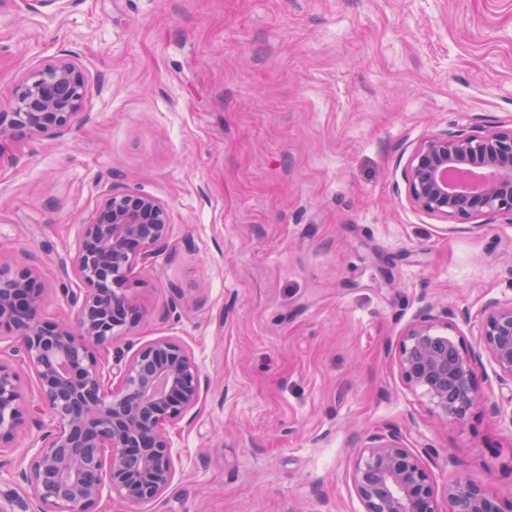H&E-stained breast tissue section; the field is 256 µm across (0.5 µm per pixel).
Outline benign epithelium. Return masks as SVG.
Here are the masks:
<instances>
[{"mask_svg":"<svg viewBox=\"0 0 512 512\" xmlns=\"http://www.w3.org/2000/svg\"><path fill=\"white\" fill-rule=\"evenodd\" d=\"M89 83L82 63L63 55L23 76L0 103V140L23 129L62 137L81 117ZM409 203L445 222L501 219L512 223V127L441 131L423 139L403 170ZM168 210L151 195L109 191L81 225L72 260L77 290L72 320L43 316L44 286L31 267L0 261V331L17 341L18 364L38 383L37 408L54 427L17 476L32 490L33 512H97L104 491L139 505L159 499L174 478L168 427L199 403L201 374L191 351L158 337L121 363V379L103 373L99 355L141 320L133 268L163 252ZM450 324L421 311L398 349L403 380L420 388L443 421L465 424L480 404V356L439 331ZM479 345L496 378L512 383V302L485 310ZM20 375L0 360V447L30 418ZM364 512H512L503 495L471 480L445 489L442 510L432 473L399 433L375 434L352 467Z\"/></svg>","mask_w":512,"mask_h":512,"instance_id":"7a95c632","label":"benign epithelium"}]
</instances>
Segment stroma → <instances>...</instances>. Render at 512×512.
Wrapping results in <instances>:
<instances>
[{"label":"stroma","mask_w":512,"mask_h":512,"mask_svg":"<svg viewBox=\"0 0 512 512\" xmlns=\"http://www.w3.org/2000/svg\"><path fill=\"white\" fill-rule=\"evenodd\" d=\"M64 53L83 120L0 140V260L70 316L81 224L110 188L153 195L170 243L135 267L143 318L114 348L174 338L204 380L170 488L102 512H363L354 458L392 429L434 449L437 490L512 488V385L484 363L485 407L441 423L397 360L425 306L474 350L512 301V224L450 231L402 177L432 133L512 126V0H0V92ZM49 426L0 450V512H25L12 473Z\"/></svg>","instance_id":"stroma-1"}]
</instances>
